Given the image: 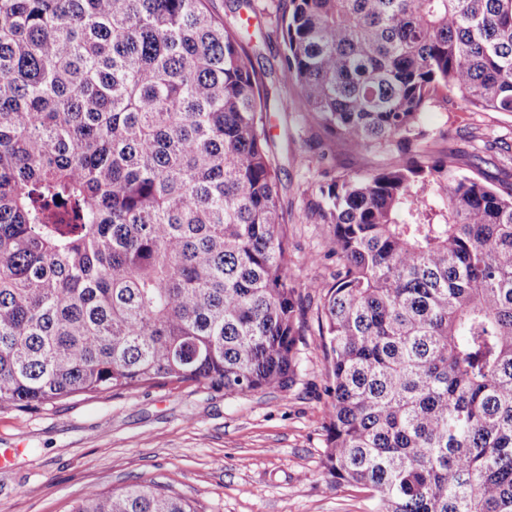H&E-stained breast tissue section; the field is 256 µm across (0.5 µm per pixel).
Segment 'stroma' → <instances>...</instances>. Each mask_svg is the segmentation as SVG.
Masks as SVG:
<instances>
[{"label":"stroma","mask_w":512,"mask_h":512,"mask_svg":"<svg viewBox=\"0 0 512 512\" xmlns=\"http://www.w3.org/2000/svg\"><path fill=\"white\" fill-rule=\"evenodd\" d=\"M267 12L269 40L254 63L276 82L282 43L273 37L277 0H254ZM271 133L281 167L279 193L291 221L290 272L302 302L303 336L291 386L229 398L192 382L77 397L38 410L0 411V512H69L87 489L121 491L159 483L203 512H374L362 489L337 484L324 467L329 385L321 338L318 284L335 265L332 227L307 215L325 132L300 111L295 88L281 94ZM434 136L426 152L473 156L496 185L512 183V114L428 107Z\"/></svg>","instance_id":"stroma-1"}]
</instances>
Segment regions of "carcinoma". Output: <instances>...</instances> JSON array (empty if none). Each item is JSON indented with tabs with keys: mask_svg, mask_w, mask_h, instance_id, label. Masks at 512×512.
I'll list each match as a JSON object with an SVG mask.
<instances>
[{
	"mask_svg": "<svg viewBox=\"0 0 512 512\" xmlns=\"http://www.w3.org/2000/svg\"><path fill=\"white\" fill-rule=\"evenodd\" d=\"M208 2L0 0V410L293 382L280 104ZM276 34L330 135L327 472L376 512H512V186L409 155L430 105L512 114V0H279ZM69 512L201 510L135 484ZM382 154H354L341 148H336V166L341 170L359 171L369 168H377L388 160Z\"/></svg>",
	"mask_w": 512,
	"mask_h": 512,
	"instance_id": "carcinoma-1",
	"label": "carcinoma"
}]
</instances>
